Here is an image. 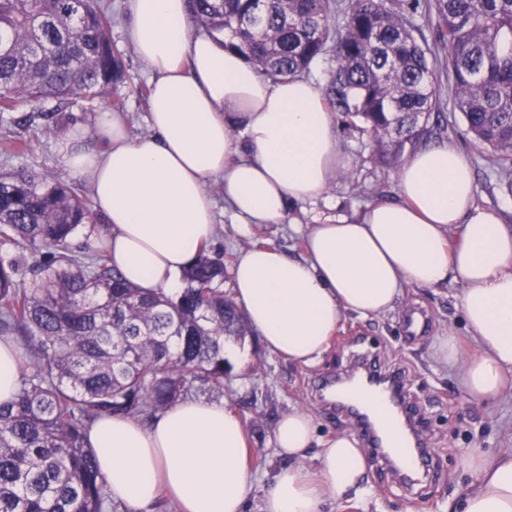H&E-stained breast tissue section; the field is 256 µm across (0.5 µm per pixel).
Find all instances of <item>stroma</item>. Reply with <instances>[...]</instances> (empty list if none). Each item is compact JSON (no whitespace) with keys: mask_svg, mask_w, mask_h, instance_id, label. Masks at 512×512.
<instances>
[{"mask_svg":"<svg viewBox=\"0 0 512 512\" xmlns=\"http://www.w3.org/2000/svg\"><path fill=\"white\" fill-rule=\"evenodd\" d=\"M112 45L121 54L123 76L114 83L109 98L79 99L67 108V121L50 135L33 138L29 127L18 124L22 115L49 111V104L26 103L12 112H0V173L25 171L47 174L67 182L71 176L59 154V144L75 126H92L96 112L118 104L126 112L131 136L147 134L146 100L151 73L135 54L123 33L125 0H111ZM440 120L445 131L433 134L431 143L455 146L468 157L476 183L477 205L496 210L504 223L512 225V194L503 188L505 179L492 164L491 148L474 141L466 131L462 116L452 109V92L441 89ZM337 132L348 164L333 179L325 194L315 202L297 207L288 223L269 224L251 236L238 234L224 204L220 184L209 182L207 189L216 203L217 236L209 247L211 256L232 267L237 252L253 244H270L289 255L303 253V239L295 232L298 224H312L328 216H353L366 205L395 198L397 170L378 164L368 141L345 125ZM31 140L29 149L17 145ZM458 285L436 288H406L392 312L363 319L346 314L321 358L305 366L285 360L265 350L258 336H247L244 363L224 380V387L203 386L196 397L226 404L238 410L245 420L252 448L255 486L247 512H260L264 492L275 471L285 460L277 455L272 432L278 418L288 410L309 412L317 424V436L327 440L352 432L349 421L336 419L318 398L315 385L328 375L350 371L365 348H373L389 365L404 368L419 406L425 412L426 432L440 458L441 468L434 482H421L408 489L390 473L368 466L364 483L368 493L348 494L326 507V512H455L456 505L474 485L476 477L464 470L461 460L469 449L479 448L496 455L512 452V390L490 403L470 401L461 385L460 367L439 365L432 355L434 337H457L462 348H469L458 310ZM422 315L420 332L408 334V313Z\"/></svg>","mask_w":512,"mask_h":512,"instance_id":"stroma-1","label":"stroma"}]
</instances>
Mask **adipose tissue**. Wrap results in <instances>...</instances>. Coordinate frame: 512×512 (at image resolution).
Returning a JSON list of instances; mask_svg holds the SVG:
<instances>
[{"label":"adipose tissue","mask_w":512,"mask_h":512,"mask_svg":"<svg viewBox=\"0 0 512 512\" xmlns=\"http://www.w3.org/2000/svg\"><path fill=\"white\" fill-rule=\"evenodd\" d=\"M125 35L152 71L149 132L134 138L124 113H96L59 152L88 188L107 226L112 267L129 283L175 294L216 233L208 181L221 182L240 234L285 223L322 196L347 158L336 116L310 81L260 74L223 35L194 32L187 0H127ZM397 197L352 218L309 225L303 256L251 245L232 267L234 303L262 346L310 365L345 314L392 312L405 288L462 287L459 309L474 349L454 336L433 342L436 360L462 365V387L490 401L512 387V226L476 206L471 166L442 143L415 150L397 170ZM24 353L0 339V403L11 401ZM273 443L287 463L261 512H325L359 487L365 458L349 435L316 438L312 416L282 415ZM109 497L127 512H245L254 488L245 421L224 404L176 402L148 422L103 414L90 425ZM462 464L478 477L457 512H512V453L474 448Z\"/></svg>","instance_id":"1"}]
</instances>
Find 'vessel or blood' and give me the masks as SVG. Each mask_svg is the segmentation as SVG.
Wrapping results in <instances>:
<instances>
[{
  "instance_id": "obj_1",
  "label": "vessel or blood",
  "mask_w": 512,
  "mask_h": 512,
  "mask_svg": "<svg viewBox=\"0 0 512 512\" xmlns=\"http://www.w3.org/2000/svg\"><path fill=\"white\" fill-rule=\"evenodd\" d=\"M321 385L350 405L356 439L365 455L377 458L390 453L401 473L425 475L432 470L434 453L425 446L422 417L405 400L404 377L395 375L387 382L356 379L346 384L326 378Z\"/></svg>"
}]
</instances>
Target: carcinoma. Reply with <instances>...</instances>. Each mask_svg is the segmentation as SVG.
<instances>
[{
  "instance_id": "obj_1",
  "label": "carcinoma",
  "mask_w": 512,
  "mask_h": 512,
  "mask_svg": "<svg viewBox=\"0 0 512 512\" xmlns=\"http://www.w3.org/2000/svg\"><path fill=\"white\" fill-rule=\"evenodd\" d=\"M417 0H190L192 21L222 30L260 73L299 76L323 55L335 66L325 95L384 165L430 135L440 84L433 51L407 13ZM448 49L454 108L491 147L512 193V0H430ZM112 6L101 0H0V111L102 96L121 74ZM89 198L55 178L0 174V246L50 250L17 280L0 252V336L33 352L16 399L0 403V512H106V483L88 423L101 414L161 411L200 382L224 387V345L251 333L224 298V261L205 250L176 296L128 284L107 255H78L92 236Z\"/></svg>"
}]
</instances>
